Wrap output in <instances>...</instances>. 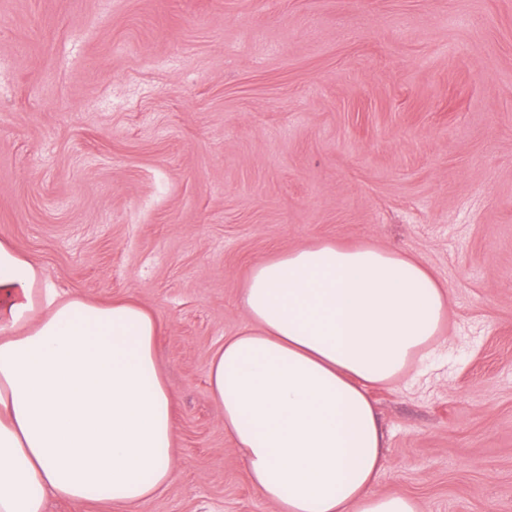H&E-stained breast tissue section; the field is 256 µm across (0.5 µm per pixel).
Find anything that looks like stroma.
<instances>
[{"label": "stroma", "instance_id": "stroma-1", "mask_svg": "<svg viewBox=\"0 0 512 512\" xmlns=\"http://www.w3.org/2000/svg\"><path fill=\"white\" fill-rule=\"evenodd\" d=\"M0 239L161 329L171 483L46 512H275L207 365L250 270L316 242L449 290L444 349L368 389L375 492L512 512V0H0Z\"/></svg>", "mask_w": 512, "mask_h": 512}]
</instances>
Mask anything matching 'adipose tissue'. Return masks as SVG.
<instances>
[{"instance_id": "adipose-tissue-1", "label": "adipose tissue", "mask_w": 512, "mask_h": 512, "mask_svg": "<svg viewBox=\"0 0 512 512\" xmlns=\"http://www.w3.org/2000/svg\"><path fill=\"white\" fill-rule=\"evenodd\" d=\"M448 290L417 259L313 243L255 265L207 379L251 485L277 512H424L380 495L386 465L370 386L435 343ZM160 328L133 302L102 305L52 288L0 240V512L80 506L105 489L141 505L170 483L171 398Z\"/></svg>"}]
</instances>
